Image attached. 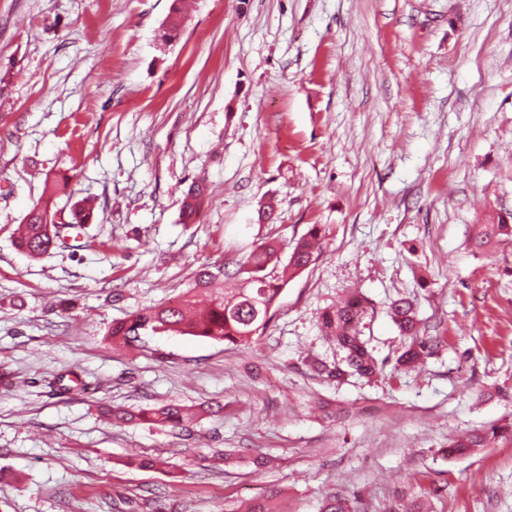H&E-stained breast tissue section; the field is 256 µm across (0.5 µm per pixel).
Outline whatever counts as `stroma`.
Here are the masks:
<instances>
[{"label":"stroma","mask_w":512,"mask_h":512,"mask_svg":"<svg viewBox=\"0 0 512 512\" xmlns=\"http://www.w3.org/2000/svg\"><path fill=\"white\" fill-rule=\"evenodd\" d=\"M171 5L0 0V512H320L335 492L368 512H512V439L441 453L512 424V242L472 245L512 212V0H189L165 43ZM49 177L94 219L33 259L14 233ZM313 224L327 246L251 351L113 345L198 266ZM354 290L377 357L401 346L404 296L438 355L340 385L309 371L336 355L320 315ZM166 403L198 409L190 431L106 414ZM206 191L202 183H192L183 193L182 220L185 224H197L200 217L199 201ZM507 434L511 436L512 430L505 426L494 425L487 429L476 430L463 436L448 439V446L442 448L441 452L444 457L469 455L474 452L476 448H483L492 439Z\"/></svg>","instance_id":"1"}]
</instances>
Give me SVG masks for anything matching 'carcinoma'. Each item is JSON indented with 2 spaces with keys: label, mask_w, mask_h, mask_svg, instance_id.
I'll return each mask as SVG.
<instances>
[{
  "label": "carcinoma",
  "mask_w": 512,
  "mask_h": 512,
  "mask_svg": "<svg viewBox=\"0 0 512 512\" xmlns=\"http://www.w3.org/2000/svg\"><path fill=\"white\" fill-rule=\"evenodd\" d=\"M182 22L181 0H173L165 21L164 37H174ZM60 191L59 181H45L46 200L43 204L34 206L25 217L17 247L32 258H39L49 253L52 248L63 245L61 236H66L70 230L93 220L92 209L83 200L69 203L61 210L52 209V200ZM205 191V185L193 183L183 193V223L199 222V201ZM325 236L324 227L312 225L293 246L286 265L288 272L294 274L314 263L321 254ZM509 240H512V213L498 215L495 222L477 225L473 244L475 248L482 250ZM282 249L283 245L277 241H267L255 247L234 272L227 274V277L238 281V287L213 289L210 306L202 313L197 312L192 299L184 295L159 306L142 309L129 318L114 323L110 331L113 344L118 347L128 346L138 340L143 330L203 336L233 345L249 344L257 332L266 328L271 318V309L280 294L283 277L267 273V268L278 265ZM367 311L366 298L359 292H353L343 302L322 313V335L343 356L332 362L312 360L311 366L318 375L338 383L355 375L369 380L382 373L390 363L393 364L395 372L413 371L424 366L437 352L441 337L424 335L414 301L400 298L392 302L390 314L403 338L401 352L393 361L377 358L367 346V341L363 340ZM112 417L121 422L138 419L154 424L179 426L189 420L190 413L187 408L178 404H165L138 413L117 408L112 411ZM507 434L511 435L512 430L494 425L453 437L448 439V446L442 449V454L445 457L469 455L491 440ZM361 510V499L356 495L345 497L330 494L326 496L321 507V512Z\"/></svg>",
  "instance_id": "obj_1"
}]
</instances>
